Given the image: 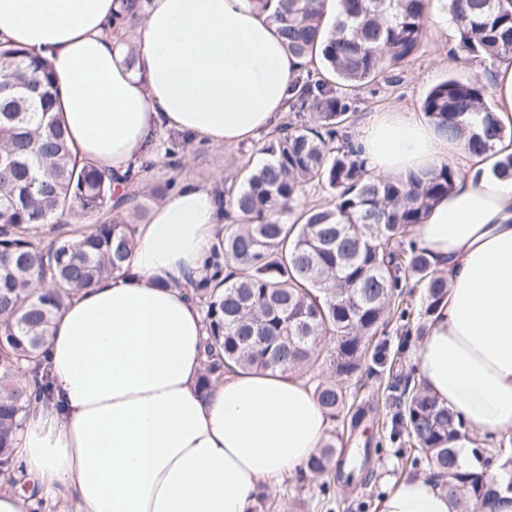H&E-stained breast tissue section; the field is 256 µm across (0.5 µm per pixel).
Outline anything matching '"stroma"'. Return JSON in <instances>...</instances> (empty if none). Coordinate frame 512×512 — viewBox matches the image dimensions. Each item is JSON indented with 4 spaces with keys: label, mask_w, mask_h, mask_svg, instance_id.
<instances>
[{
    "label": "stroma",
    "mask_w": 512,
    "mask_h": 512,
    "mask_svg": "<svg viewBox=\"0 0 512 512\" xmlns=\"http://www.w3.org/2000/svg\"><path fill=\"white\" fill-rule=\"evenodd\" d=\"M429 12L430 19L419 50L388 69L377 83L361 91L355 104L356 111L351 116L352 132H359L368 116L375 112H421L423 100L434 85L451 76L467 79L475 74L476 65L450 58L455 45V31L448 20L443 0H432ZM262 144V138L258 137L223 149L172 131L162 132L156 141L154 154L147 162V179L138 192L141 208L136 213H125V220L136 224L144 222L156 203L153 187L168 179L178 184L191 181L204 186L219 175L224 185L241 183L262 161ZM171 146L176 149L178 161L174 167L168 166L165 157L166 148ZM375 341L382 344L387 359L394 363L397 387L419 385L413 361L419 337L404 336L399 324L392 322L376 336ZM348 392L369 415L364 428L351 430L350 419L345 415L331 421L330 427L343 436L345 447L351 449L362 447L370 436L380 440L366 484L338 495L336 504L328 507L318 492L319 479L309 477L301 481L292 474L279 486L270 489L269 496L275 502L273 512H377L376 504L388 492L391 483L407 478L403 449L389 441V431L384 426L395 407L381 397L377 376L366 370L358 372L349 381ZM362 501L367 502V510L359 509L358 504Z\"/></svg>",
    "instance_id": "35a3bbf8"
}]
</instances>
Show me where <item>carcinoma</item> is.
I'll return each mask as SVG.
<instances>
[{
    "label": "carcinoma",
    "mask_w": 512,
    "mask_h": 512,
    "mask_svg": "<svg viewBox=\"0 0 512 512\" xmlns=\"http://www.w3.org/2000/svg\"><path fill=\"white\" fill-rule=\"evenodd\" d=\"M272 17L288 53L313 57L325 74L292 82L291 119L276 127L260 148L264 159L245 183L224 189L229 224L212 256L222 287L211 277L196 282L203 323L204 373L211 392L237 368L264 373L310 371L322 363L330 378L314 396L332 418L344 410L343 381L366 358V340L385 328L391 313L410 318L409 281L422 289L420 318L433 319L448 294V277L410 236L426 211L455 186L458 170L443 163L404 180L369 172L346 125L349 100L392 64L419 48L431 0H336L325 20L326 0H253ZM455 26L454 55L476 63L467 80L450 77L433 86L422 108L437 130L472 155H498L512 141L488 110L492 68L512 58V0H446ZM144 19L140 0H125L112 16L118 37ZM35 84L39 94L0 99V155L14 166L0 168V478L15 484L18 435L29 405L53 396L46 335L77 288H89L120 271L129 257L135 225L112 216L135 198L112 189V173L73 152L59 117L60 87L49 64L25 49L0 41V82ZM328 189L324 205L304 210L307 186ZM92 218L78 234L45 240L47 228L75 211ZM389 439L407 438L410 470L427 465L462 512H487L498 488L481 472L463 471L456 445L475 444L473 456L487 468L512 464V435L478 443L465 420L424 387L395 399ZM343 438L331 432L311 455L299 479L332 475L319 487L323 498L336 487L354 488L372 448L365 443L358 467L336 459Z\"/></svg>",
    "instance_id": "1"
}]
</instances>
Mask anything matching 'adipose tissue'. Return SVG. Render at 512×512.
I'll use <instances>...</instances> for the list:
<instances>
[{
  "mask_svg": "<svg viewBox=\"0 0 512 512\" xmlns=\"http://www.w3.org/2000/svg\"><path fill=\"white\" fill-rule=\"evenodd\" d=\"M119 0H0V41L47 60L78 158L123 175L159 132L216 147L273 127L301 69L253 0H146L132 44L108 27ZM357 142L374 174L453 159L412 112H376ZM465 156L454 189L411 234L449 287L414 354L430 395L481 437L512 435V181ZM224 234L216 186L182 184L138 224L121 272L75 291L46 343L57 404L34 405L19 460L41 496L74 512H250L303 468L329 423L297 375L199 381L203 317L191 284ZM377 512H458L427 477Z\"/></svg>",
  "mask_w": 512,
  "mask_h": 512,
  "instance_id": "adipose-tissue-1",
  "label": "adipose tissue"
}]
</instances>
